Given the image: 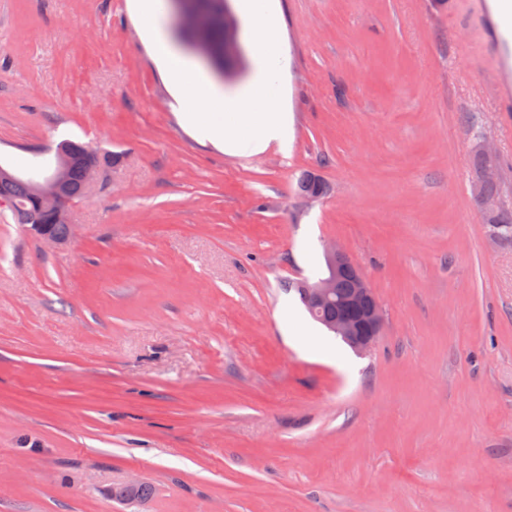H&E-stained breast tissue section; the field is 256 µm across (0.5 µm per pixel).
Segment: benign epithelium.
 Returning a JSON list of instances; mask_svg holds the SVG:
<instances>
[{
	"instance_id": "7a95c632",
	"label": "benign epithelium",
	"mask_w": 512,
	"mask_h": 512,
	"mask_svg": "<svg viewBox=\"0 0 512 512\" xmlns=\"http://www.w3.org/2000/svg\"><path fill=\"white\" fill-rule=\"evenodd\" d=\"M237 27L238 23L232 12L224 11V28L230 33L224 41V54L235 59L241 56L240 46L236 41ZM55 158L53 169L47 172L38 171L26 178V182L29 195L53 211L56 223L67 225L72 200L65 195V188L71 169L78 162L83 164L86 188L90 190L97 179L100 165L90 150L78 158L60 148L56 151ZM325 260L328 274L305 285L311 310L317 313L335 301L358 308V314L338 315L327 326L356 353L363 354L373 347L382 331V307L366 276L351 263L342 249L334 245L327 247Z\"/></svg>"
}]
</instances>
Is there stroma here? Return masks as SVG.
<instances>
[{
  "label": "stroma",
  "mask_w": 512,
  "mask_h": 512,
  "mask_svg": "<svg viewBox=\"0 0 512 512\" xmlns=\"http://www.w3.org/2000/svg\"><path fill=\"white\" fill-rule=\"evenodd\" d=\"M273 9L292 145L247 155L182 127L135 0H0V164L120 156L63 244L0 209V512H512V238L474 191L486 136L512 208V127L474 2ZM330 245L382 305L362 355L293 288Z\"/></svg>",
  "instance_id": "1"
}]
</instances>
